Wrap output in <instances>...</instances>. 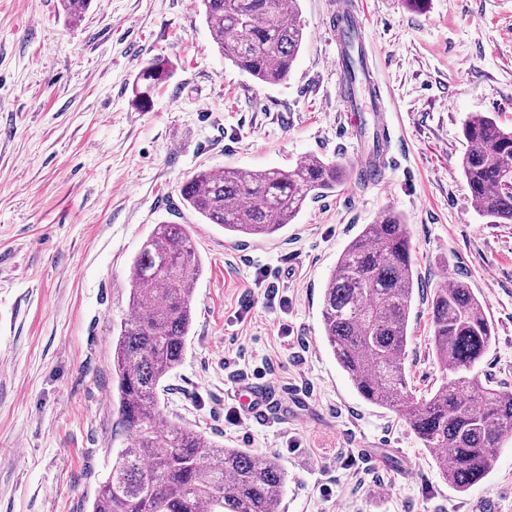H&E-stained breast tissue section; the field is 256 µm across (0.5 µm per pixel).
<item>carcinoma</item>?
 I'll return each mask as SVG.
<instances>
[{"instance_id": "carcinoma-1", "label": "carcinoma", "mask_w": 512, "mask_h": 512, "mask_svg": "<svg viewBox=\"0 0 512 512\" xmlns=\"http://www.w3.org/2000/svg\"><path fill=\"white\" fill-rule=\"evenodd\" d=\"M91 0H59L65 18L82 20ZM218 52L262 84L287 80L305 41L299 0H195ZM169 64L150 63L136 89L149 101ZM348 97L355 62L345 59ZM459 167L493 224L512 223V130L481 112L462 126ZM350 176L343 163L305 157L287 169L222 173L198 170L180 188L184 205L235 237H269L294 223L308 197L336 190ZM200 258L185 224H158L130 264L129 316L113 345L119 424L127 447L112 459L92 512H281L287 472L279 457L226 448L168 421L158 400L163 380L183 360L193 322ZM418 277L408 224L391 208L364 225L336 261L323 291L322 327L339 367L370 404L402 415L433 456L445 482L465 493L492 473L512 434V391L474 368L493 338L485 301L458 278L430 300L433 354L447 372L429 398L408 389V322Z\"/></svg>"}]
</instances>
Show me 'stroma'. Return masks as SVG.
<instances>
[{"instance_id": "1", "label": "stroma", "mask_w": 512, "mask_h": 512, "mask_svg": "<svg viewBox=\"0 0 512 512\" xmlns=\"http://www.w3.org/2000/svg\"><path fill=\"white\" fill-rule=\"evenodd\" d=\"M338 0H299L306 38L287 81L222 57L194 0H93L68 24L58 0H0V512H91L117 420L112 340L129 265L155 225L185 224L202 261L182 364L159 395L168 420L228 448L276 452L282 512H512V436L486 481L458 493L409 424L365 401L322 331L328 276L380 211L406 219L423 289L409 318V387L444 372L428 301L449 278L486 302L496 336L478 364L512 391V224H490L458 169L472 113L512 128V0H348L392 126L385 184L348 180L267 238H231L180 198L200 169H285L309 155L356 169L374 141L333 62ZM169 77L148 108L132 87ZM277 387L284 422L240 415L241 381ZM373 449L368 460L363 449ZM170 72L169 64L164 60H155L150 63L142 72L136 85V101L139 103H146L149 101L150 92L158 81L168 77ZM145 82L144 89H140L139 82Z\"/></svg>"}]
</instances>
